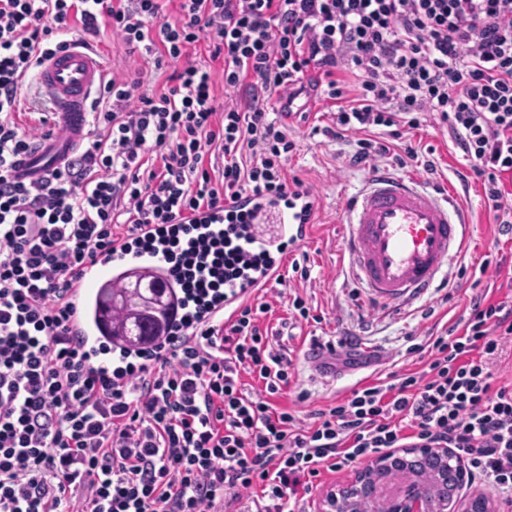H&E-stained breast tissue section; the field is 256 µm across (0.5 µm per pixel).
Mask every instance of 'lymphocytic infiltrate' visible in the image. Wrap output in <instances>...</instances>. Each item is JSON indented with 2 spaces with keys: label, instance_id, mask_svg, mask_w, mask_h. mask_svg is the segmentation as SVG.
<instances>
[{
  "label": "lymphocytic infiltrate",
  "instance_id": "obj_1",
  "mask_svg": "<svg viewBox=\"0 0 512 512\" xmlns=\"http://www.w3.org/2000/svg\"><path fill=\"white\" fill-rule=\"evenodd\" d=\"M0 0V512H305L324 471L392 448H451L469 482L512 504V385L493 363L512 341V294L472 297L413 352L422 370L362 384L303 422L278 400L291 366L240 308L222 334L181 337L111 370L69 325L78 270L111 252L113 226L167 224L164 253L184 302L202 305L241 271L232 246L255 219L244 194L300 193L295 149L269 100L338 102L333 138L351 165L415 159L388 142L424 123L447 131L493 223H512V0ZM168 68L162 91L105 79L93 134L37 181L14 170L36 145L16 120L22 89L55 50L101 29ZM207 43L220 73L189 51ZM240 94L220 103L216 81ZM385 138L377 140L374 129ZM220 156L218 174L205 166ZM227 211L202 252L183 248L194 213ZM261 382L249 391L242 374ZM258 495H251L252 487Z\"/></svg>",
  "mask_w": 512,
  "mask_h": 512
}]
</instances>
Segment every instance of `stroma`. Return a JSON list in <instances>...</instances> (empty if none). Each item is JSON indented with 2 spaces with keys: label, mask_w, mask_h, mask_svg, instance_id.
I'll list each match as a JSON object with an SVG mask.
<instances>
[{
  "label": "stroma",
  "mask_w": 512,
  "mask_h": 512,
  "mask_svg": "<svg viewBox=\"0 0 512 512\" xmlns=\"http://www.w3.org/2000/svg\"><path fill=\"white\" fill-rule=\"evenodd\" d=\"M92 48L108 62L109 72L136 76L144 73L145 85L157 91L165 84V71L155 70L144 60V53L131 49L110 30H102L91 42ZM337 107L323 98L316 110L308 111L305 120L290 124L287 133L296 149L285 163L288 176L302 180L310 187L315 201L313 233L301 247H287L284 264L300 260L310 271L308 280L287 278L262 294L271 311L264 324L280 336L284 354L290 358V386L282 401L295 405L301 419L311 412L325 410L344 399L359 383L385 378L394 367L407 364V351L423 343L433 324L454 323L468 306L477 287L498 289L512 285V273L484 268L486 257L496 255L498 225L489 222L481 200V185L467 179L468 163L447 133L422 126L406 130L403 141L417 149L418 161L394 167L397 175L418 178L423 186L438 191L456 190L460 202L470 210L473 227L463 256L454 259L448 269V287H440L429 296L397 310L369 299L355 283L346 259L340 221L344 204L363 186L366 170L354 167L349 157L355 150L351 140H337L323 133L334 126ZM433 160L438 168L436 178H427L421 161ZM302 298L310 310L307 321L292 318V301ZM433 317H426V310ZM344 336L356 340L361 354L371 357L370 365L344 368L335 384L324 385L311 377L302 354L312 340H335ZM308 398L297 402L299 392Z\"/></svg>",
  "instance_id": "35a3bbf8"
}]
</instances>
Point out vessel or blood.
<instances>
[{
  "instance_id": "obj_1",
  "label": "vessel or blood",
  "mask_w": 512,
  "mask_h": 512,
  "mask_svg": "<svg viewBox=\"0 0 512 512\" xmlns=\"http://www.w3.org/2000/svg\"><path fill=\"white\" fill-rule=\"evenodd\" d=\"M107 67L96 52L87 47H71L53 54L36 73L37 97L51 115L54 134L37 143L22 159L15 173L33 181L64 166L84 144L91 124L89 102L100 89ZM311 198L294 199L289 208L269 199L247 195L236 202L241 211L260 209L275 213L293 246H302L313 227ZM467 210L452 196L423 187L412 176L387 172L370 174L362 191L346 204L343 249L353 276L368 297L390 303L417 299L447 278L452 260L460 255L468 240ZM243 258L265 253V264L245 271L224 285V299L214 304L201 321L186 327L188 335L227 324L237 310L282 274L281 256L260 237L240 239ZM134 266L151 267L168 274L163 255L128 250L126 239H118L111 253L98 256L83 268L71 293L74 304L71 323L83 341L90 359H98L100 340L85 324L87 294L99 280L122 274ZM313 377L329 385L336 380V363L319 347H308L303 355Z\"/></svg>"
}]
</instances>
